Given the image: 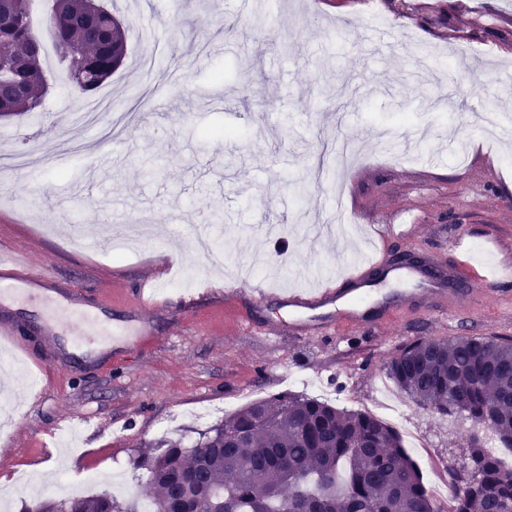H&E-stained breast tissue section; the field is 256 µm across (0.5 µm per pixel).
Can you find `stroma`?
<instances>
[{
	"label": "stroma",
	"instance_id": "obj_1",
	"mask_svg": "<svg viewBox=\"0 0 512 512\" xmlns=\"http://www.w3.org/2000/svg\"><path fill=\"white\" fill-rule=\"evenodd\" d=\"M114 0L117 16L147 27L162 52L151 75L129 33L123 64L104 85L117 113H131L125 154L114 159L100 128L79 129L82 95L46 67L48 91L31 115L0 119V153L27 167L0 170V250L48 273L44 294L12 297V321L34 355L0 364V391L21 408L0 449V512L47 498L54 476H95L86 495L137 491L131 460L162 439L193 444L224 414L311 380L339 393L340 408L368 411L385 364L418 338L512 336L494 291L481 314L394 312L372 332L341 327L324 338L276 336L293 321L282 293L297 267L319 272L306 287L373 278L352 243L305 237L340 201L345 223L392 260L421 245L443 263L470 241L485 261L512 255V143L488 146L479 116L496 105L512 129V0H278L271 16L250 0ZM390 37L378 43L375 28ZM391 224L410 225L393 237ZM224 229L234 248L208 266L193 240ZM276 297L251 326L225 322L215 279L252 259ZM163 289L150 309L152 341L120 361L112 343L76 353L83 329L44 327L54 304L76 298L104 326L127 316L140 282ZM426 449L411 456L454 464L476 425L407 403Z\"/></svg>",
	"mask_w": 512,
	"mask_h": 512
}]
</instances>
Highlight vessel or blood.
Instances as JSON below:
<instances>
[{
  "label": "vessel or blood",
  "mask_w": 512,
  "mask_h": 512,
  "mask_svg": "<svg viewBox=\"0 0 512 512\" xmlns=\"http://www.w3.org/2000/svg\"><path fill=\"white\" fill-rule=\"evenodd\" d=\"M456 262L454 268H447L433 258H425L417 267H395L388 276L389 287L379 288L368 281H358L353 292L321 288L310 294H295L288 298L289 307L305 314V321L277 325L276 333H296L306 329L307 322L332 331L341 326H350L353 331L366 332L374 324L369 314L374 310L392 312L406 307L413 298L424 299L426 310L451 308L464 314L476 313L483 299V291L512 281V262L503 264L488 275H479L466 261L469 250L465 240L454 244ZM41 273H17L11 267L10 259L0 256V285L5 290L22 293L24 286L44 281ZM270 296L269 291H259L256 298L243 302L235 292L224 295V317L242 326L251 323L258 305ZM151 305L143 294H136L133 319L135 328L116 327L112 330V340L116 343L139 344L147 341L150 330L143 312Z\"/></svg>",
  "instance_id": "1"
}]
</instances>
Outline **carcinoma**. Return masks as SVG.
Returning <instances> with one entry per match:
<instances>
[{"instance_id": "obj_1", "label": "carcinoma", "mask_w": 512, "mask_h": 512, "mask_svg": "<svg viewBox=\"0 0 512 512\" xmlns=\"http://www.w3.org/2000/svg\"><path fill=\"white\" fill-rule=\"evenodd\" d=\"M31 0H0V111L16 117L41 107L47 92ZM101 0H53L47 24L57 65L82 94L96 92L126 55L127 27ZM420 407L465 417L495 432L512 451V338L460 336L403 344L386 367ZM477 479L458 484L450 467L449 512H504L512 469L482 437L467 440ZM154 512H444L398 430L360 411L299 394L248 404L200 434L189 448L162 441L140 452ZM25 512H121L110 493L40 501Z\"/></svg>"}]
</instances>
